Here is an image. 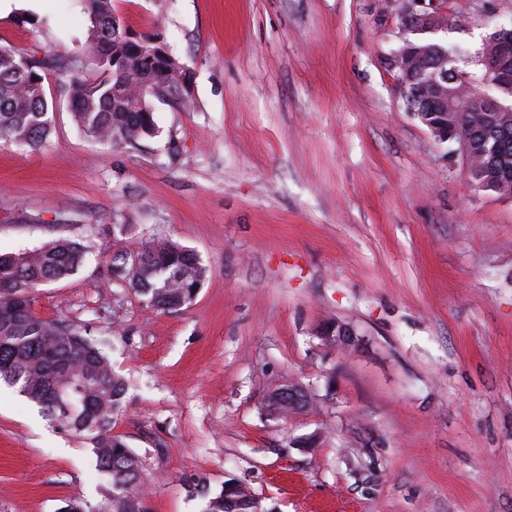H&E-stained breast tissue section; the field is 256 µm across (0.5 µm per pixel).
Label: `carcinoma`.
<instances>
[{
  "label": "carcinoma",
  "mask_w": 512,
  "mask_h": 512,
  "mask_svg": "<svg viewBox=\"0 0 512 512\" xmlns=\"http://www.w3.org/2000/svg\"><path fill=\"white\" fill-rule=\"evenodd\" d=\"M82 3L90 26L80 53L54 57L11 48L0 54V139L36 147L49 136L44 80L50 70L58 74L57 95L69 104L77 127L112 149L155 136L152 99H191L187 69L166 44L129 32L112 0ZM505 52L492 32L472 56L474 71L455 74V62H448V100L462 97L467 84L486 78L485 58ZM506 53L512 58V50ZM497 92L506 108L495 127L478 112L469 116V177L477 188L501 195L512 193V73ZM429 95L427 78L409 82L406 106L429 112ZM70 228L79 235L54 238L32 251L0 254V383L38 405L59 429L91 441L96 468L109 484L97 512H145L138 455L112 434V415L122 405L125 380L112 370L86 328L43 318L34 310L37 288L73 276L91 254L82 240L92 235L93 225ZM108 272L147 306L174 313L194 300L205 268L190 250L150 237L135 250L113 254ZM193 493L207 499L202 512H262L257 498L238 486L213 494L197 482Z\"/></svg>",
  "instance_id": "1"
}]
</instances>
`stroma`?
<instances>
[{
    "label": "stroma",
    "instance_id": "35a3bbf8",
    "mask_svg": "<svg viewBox=\"0 0 512 512\" xmlns=\"http://www.w3.org/2000/svg\"><path fill=\"white\" fill-rule=\"evenodd\" d=\"M0 13V46L46 55L86 40L80 0ZM188 69L190 104L155 100L157 133L113 151L86 137L56 74L52 131L0 140V253L93 225L97 247L166 237L206 270L161 313L113 283L109 255L40 287L34 308L106 344L126 381L113 434L141 461L149 512H202L189 479H235L265 512H512V197L408 112L383 58L404 0H114ZM459 67L512 0H445ZM352 326L355 353L322 345ZM312 403L283 419L268 396ZM318 434L315 448L298 438ZM91 442L0 387V512H96ZM319 336L328 347H336L347 352L360 349V339L355 329L337 320L326 323L321 328ZM290 388H286L288 392H279L272 396L275 398V408L276 410H283L285 413L290 412H300L303 411L304 407H289L288 405V395H290V399L293 405L300 403L302 400L310 401V394L308 388L302 384H291Z\"/></svg>",
    "mask_w": 512,
    "mask_h": 512
}]
</instances>
